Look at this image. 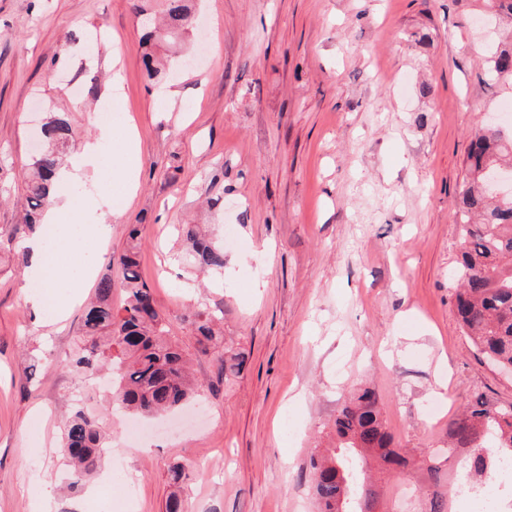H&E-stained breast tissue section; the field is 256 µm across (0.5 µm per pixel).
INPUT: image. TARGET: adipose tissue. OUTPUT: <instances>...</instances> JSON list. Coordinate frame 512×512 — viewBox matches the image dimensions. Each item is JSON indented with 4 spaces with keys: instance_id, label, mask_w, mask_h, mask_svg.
<instances>
[{
    "instance_id": "obj_1",
    "label": "adipose tissue",
    "mask_w": 512,
    "mask_h": 512,
    "mask_svg": "<svg viewBox=\"0 0 512 512\" xmlns=\"http://www.w3.org/2000/svg\"><path fill=\"white\" fill-rule=\"evenodd\" d=\"M123 164L105 167L95 145H86L76 158L79 169L100 175L99 189L108 192L112 184H133L138 166V151L134 135L122 140ZM98 201L93 197L73 194L54 201L40 235L24 244L29 254L27 279L33 288L31 303L48 307L56 315H64L75 300V288L91 279V240L106 239L109 225L96 215Z\"/></svg>"
}]
</instances>
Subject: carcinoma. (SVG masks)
Instances as JSON below:
<instances>
[{"instance_id":"cac0c4a2","label":"carcinoma","mask_w":512,"mask_h":512,"mask_svg":"<svg viewBox=\"0 0 512 512\" xmlns=\"http://www.w3.org/2000/svg\"><path fill=\"white\" fill-rule=\"evenodd\" d=\"M190 14V0H164V23L147 26L148 37L178 38L189 25ZM486 65L491 81L512 84V42L491 49ZM73 138L71 115L48 113L41 148L31 157L24 179L23 222L13 225L6 240L0 239V250L42 230V217L58 190L54 177ZM510 155L512 138L498 129L486 127L472 139L466 177L454 200L463 241L453 279L457 317L474 346L494 365L512 369V194L497 198L486 187L489 175ZM181 236L196 264L223 273L224 249L214 244L202 225H181ZM129 238V247L118 261L125 301L119 307L112 305V275L100 279L83 310V340L67 367L76 379L109 370L112 403L136 416H154L187 402L196 385L187 354L168 336L167 321L138 271V225H133ZM188 321L201 353L219 344L212 312L196 310ZM245 363L244 352L224 343L225 379L238 375ZM333 436L335 447L325 454L315 451L307 463L318 512H373L364 508V496L373 505L377 491L361 481L358 472L367 471L372 455L394 472L406 466L407 459L392 447L372 389H359L344 400ZM448 437L452 447L471 449L470 475L480 481L489 474L491 458L512 455V407L499 408L478 398L450 423ZM63 448L71 486L76 487L101 463L104 436L99 423L80 410L74 412L65 426Z\"/></svg>"}]
</instances>
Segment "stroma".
Listing matches in <instances>:
<instances>
[{
    "instance_id": "stroma-1",
    "label": "stroma",
    "mask_w": 512,
    "mask_h": 512,
    "mask_svg": "<svg viewBox=\"0 0 512 512\" xmlns=\"http://www.w3.org/2000/svg\"><path fill=\"white\" fill-rule=\"evenodd\" d=\"M141 7L159 0H0V233L26 207L39 112L71 113L76 154L111 104L141 164L133 193L102 202L93 276L141 224L139 273L202 388L129 436L131 415L64 366L81 306L54 321L28 301L24 258L0 265V512H39L38 481L53 512H166L175 463L185 512H317L304 462L352 388H372L395 447L419 454L446 447L467 402L512 406V375L460 328L451 283L471 137L512 104L485 57L512 24L484 0H194L198 29L150 46ZM148 51L196 65L152 77ZM218 195L226 209L209 208ZM179 224L208 225L223 273L195 271ZM200 307L247 356L233 379L197 349ZM80 408L110 447L70 491L61 443ZM373 483L376 512H419L433 491L414 464Z\"/></svg>"
}]
</instances>
